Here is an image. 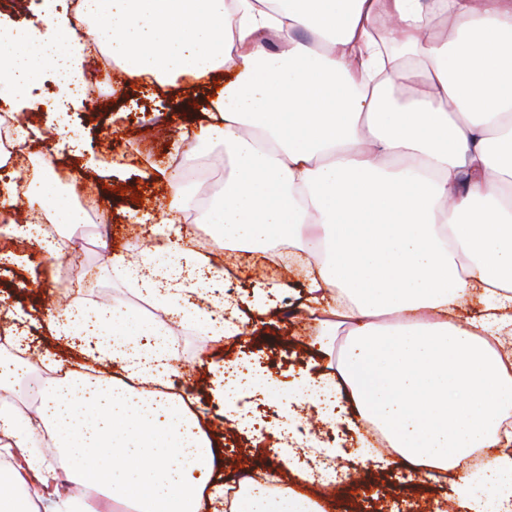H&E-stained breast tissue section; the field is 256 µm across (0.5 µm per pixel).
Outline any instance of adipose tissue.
I'll use <instances>...</instances> for the list:
<instances>
[{"instance_id":"ef3b65f1","label":"adipose tissue","mask_w":512,"mask_h":512,"mask_svg":"<svg viewBox=\"0 0 512 512\" xmlns=\"http://www.w3.org/2000/svg\"><path fill=\"white\" fill-rule=\"evenodd\" d=\"M84 41L67 12L43 31L0 32V101L24 103L58 72L82 105L90 44L130 83L228 77L196 146L223 143L224 194L206 213L225 245L304 254L302 305L317 324L318 374L216 377L217 392L285 390L296 405L271 432L292 479L250 483L230 512H327L306 489L329 456L302 409L344 425L354 467L455 473L464 512H512V0H84ZM277 43V51L266 48ZM52 224L80 211L56 183L0 188ZM132 270L160 304L146 318L101 304L51 319L85 344L76 371L39 391L37 411L65 473L32 450L25 409L0 404V512L30 480L44 512H204L224 503L217 450L183 396L166 392L179 359L166 318L201 317L214 340L242 334L240 305L217 299L224 271L197 251ZM478 308L461 318L463 300ZM343 345H336V338ZM373 426L387 451L370 448Z\"/></svg>"}]
</instances>
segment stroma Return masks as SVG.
Segmentation results:
<instances>
[{
  "mask_svg": "<svg viewBox=\"0 0 512 512\" xmlns=\"http://www.w3.org/2000/svg\"><path fill=\"white\" fill-rule=\"evenodd\" d=\"M213 93L209 84L178 80L165 87L130 85L117 77L103 89L98 99L86 101L84 107L70 113V126L82 136V152H61L53 156L47 176L55 172L74 171L92 185L100 209L112 226V252L94 246L69 251L58 262L50 263L37 248L24 246L27 255L18 266L0 265V302L23 305L30 318L23 329L29 346L21 356L31 369L27 378L18 379L17 391L28 395L33 378L56 377V369L44 366L45 354L71 364L73 353L47 329L45 304L58 299L71 308H91L105 302H117L137 309L138 295L132 281L116 278L112 259H150L151 254L136 223L150 215L152 223L165 220L166 186L162 178L149 177L150 168H164L171 162L173 146L185 127L206 122L202 108ZM186 168L201 169L207 176L195 183L199 211L186 219L183 227L194 248L209 252L212 265L224 266L227 257L219 243L214 225L205 223L202 207L217 200L224 187V146L211 143L187 156ZM141 193V201H132V193ZM74 267L85 277V284L71 288L61 279L62 267ZM253 324H267L265 332H251L212 343L202 324L193 318L169 324V334L179 347V374L174 379L178 390L188 391L192 408L202 415L204 429L220 444L219 468L225 478H232L245 468L269 470L277 467L275 456L257 457V433L239 434L236 429L220 425L223 403L213 401L210 374L225 359L239 357L250 361L256 372L287 383L309 370L311 363L305 343L314 341L312 325L277 322L273 315L253 317ZM329 501L347 506L350 512H433L434 506L448 512H464L458 504L451 482L439 484L425 480L409 482L405 473L387 476L372 474L368 478L351 477L350 481L321 487Z\"/></svg>",
  "mask_w": 512,
  "mask_h": 512,
  "instance_id": "35a3bbf8",
  "label": "stroma"
}]
</instances>
